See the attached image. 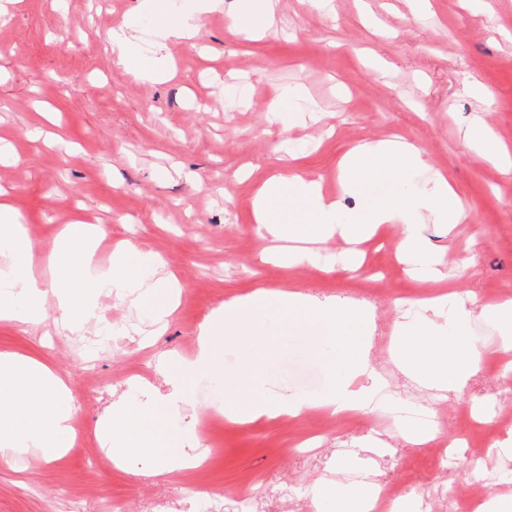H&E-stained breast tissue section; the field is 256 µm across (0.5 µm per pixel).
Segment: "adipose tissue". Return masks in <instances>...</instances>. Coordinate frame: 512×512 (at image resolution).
<instances>
[{
  "instance_id": "adipose-tissue-1",
  "label": "adipose tissue",
  "mask_w": 512,
  "mask_h": 512,
  "mask_svg": "<svg viewBox=\"0 0 512 512\" xmlns=\"http://www.w3.org/2000/svg\"><path fill=\"white\" fill-rule=\"evenodd\" d=\"M112 46L125 68L148 79L166 77L163 65L138 55L135 23L113 32ZM465 141L495 160L503 176H512V153L480 121L468 126ZM370 162L390 172L392 187L386 194H363V170ZM426 167L425 151L419 144L394 136L363 142L350 149L342 163L345 189L360 196L354 212L342 213L338 200L325 195L319 183L297 173L283 172L262 185L254 200L253 218L267 235L281 237L284 226L276 208L286 196L303 205L317 235L325 240L338 234L355 245L381 225H404L403 257L417 265L420 280L439 281L443 278L440 259L431 252L422 227L428 223L460 224L470 219L471 212L443 173H432L421 188L407 189L402 173ZM107 233V225L76 221L61 230L49 253H42L31 241L16 207L0 190V320L35 327L41 323L46 306L51 305L57 308L64 324L77 330L96 321L101 297L111 293L120 298L136 296L158 319H166L173 311L175 283L167 276L155 280L148 276L149 271L164 266L162 256L144 254L138 268L128 267L121 254L113 258L111 266L98 265L94 253ZM41 262L49 267V277L34 274V266ZM420 305L434 316H448L450 339L431 345L421 334L401 325L394 336L392 357L425 388L459 391L486 358L512 348L511 297L487 305L477 294L452 292L421 300ZM301 310L310 314L321 335L340 341L349 351L341 372L333 374L320 407L336 416L376 407L381 386L370 360L372 339L367 331L373 313L368 307L320 300L298 291L258 290L213 311L200 329L195 358L181 362L170 378L179 392L165 401V409L180 413L188 401L186 388L199 374H222L225 339L242 345L250 343L262 336L269 319ZM477 318L493 323L497 335L474 339L472 323ZM2 389L19 398L32 425L24 430L13 429L9 414L0 412V463L15 464L33 451L48 459L62 454L61 438L69 433L77 409L65 379L46 361L2 353ZM308 407L303 398L258 394L239 405L225 403L224 414L246 423L262 417H296ZM112 421L121 427L120 433L108 438L114 460L139 457L153 448V440L140 431L138 412L125 405L113 408Z\"/></svg>"
}]
</instances>
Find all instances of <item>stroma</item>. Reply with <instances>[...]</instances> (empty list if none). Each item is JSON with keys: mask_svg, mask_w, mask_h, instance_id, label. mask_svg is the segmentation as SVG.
Returning <instances> with one entry per match:
<instances>
[{"mask_svg": "<svg viewBox=\"0 0 512 512\" xmlns=\"http://www.w3.org/2000/svg\"><path fill=\"white\" fill-rule=\"evenodd\" d=\"M140 0H0V137L16 163H0V186L12 194L30 238L50 250L64 224L111 223L97 258L133 245L162 255L177 278L179 299L166 330L154 334L147 309L102 297L98 323L70 331L47 308L39 331L0 322V352L48 360L80 405L71 446L45 460L25 456L0 466V512H333L317 496L328 479L348 481L345 457L372 471L375 484L401 491L405 512H457L469 487L512 475V426L484 424L459 410L512 411V383L484 363L455 393L419 386L387 356L395 322L419 331L429 314L416 299L449 287L476 290L485 303L512 297V177L463 141L481 116L512 146V0H430L415 15L411 0H282L273 33L233 34L224 9L199 12L201 48L170 44L176 74L166 81L135 77L118 62L110 35L139 19L144 55L157 24ZM493 97L482 104L470 88ZM312 108L320 122L284 128L268 110L273 95ZM397 134L420 143L432 170L448 173L470 208L469 221L423 234L444 250L445 284L412 279L398 247L402 228L382 227L361 256L384 268L380 284L342 266L341 238L316 244L332 269L262 262L269 243L257 231L252 200L261 184L289 166L340 195L339 162L354 145ZM470 268H461L464 258ZM258 289L295 290L349 299L374 312L371 358L382 375L384 403L361 416L311 409L299 417L223 419L211 389L221 377H197L179 415L158 409L170 394L171 359L194 358L201 326L221 304ZM304 316H283L262 344L224 352L244 380L240 394L274 391L319 397L341 347L313 340ZM124 400L142 410L141 427L177 457L189 435L220 442L223 452L196 471L156 474V457L113 463L99 435ZM433 421L438 445H408L407 425ZM452 463H443V456Z\"/></svg>", "mask_w": 512, "mask_h": 512, "instance_id": "stroma-1", "label": "stroma"}]
</instances>
